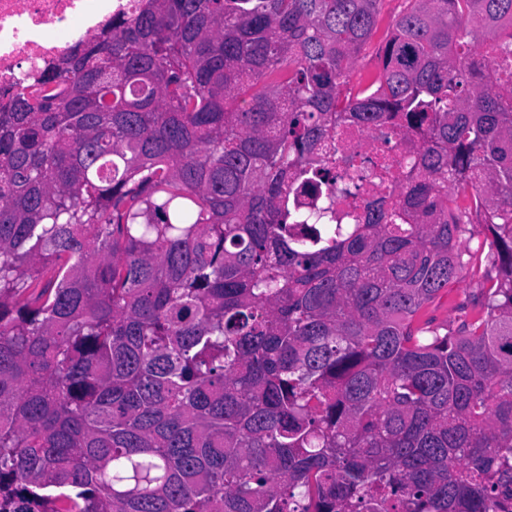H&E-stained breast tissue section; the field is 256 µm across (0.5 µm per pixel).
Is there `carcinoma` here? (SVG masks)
<instances>
[{"label": "carcinoma", "mask_w": 512, "mask_h": 512, "mask_svg": "<svg viewBox=\"0 0 512 512\" xmlns=\"http://www.w3.org/2000/svg\"><path fill=\"white\" fill-rule=\"evenodd\" d=\"M382 2L134 0L0 109V512H512V0L352 85ZM347 123L417 164L331 224ZM480 291L478 278H472L464 271L460 281L448 288V296L441 298L431 309L430 315L435 318V324L457 331L463 320L460 306L469 304L480 295Z\"/></svg>", "instance_id": "carcinoma-1"}]
</instances>
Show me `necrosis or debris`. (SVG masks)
<instances>
[{"mask_svg": "<svg viewBox=\"0 0 512 512\" xmlns=\"http://www.w3.org/2000/svg\"><path fill=\"white\" fill-rule=\"evenodd\" d=\"M126 0H0V91L35 84L40 73L99 31ZM325 163L343 176L344 190L323 192L338 222L349 224L367 201L397 194L398 181L416 156L402 136L337 128L321 147Z\"/></svg>", "mask_w": 512, "mask_h": 512, "instance_id": "necrosis-or-debris-1", "label": "necrosis or debris"}]
</instances>
